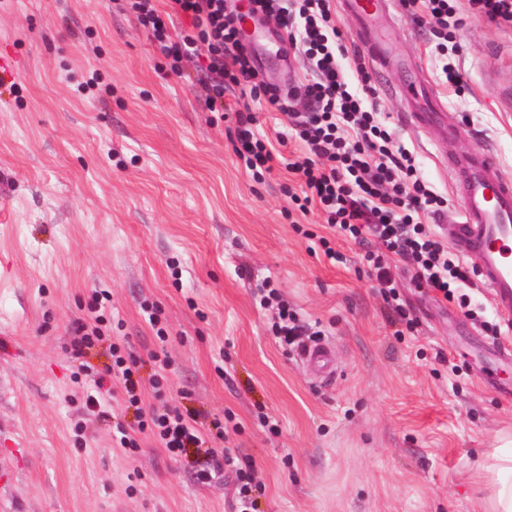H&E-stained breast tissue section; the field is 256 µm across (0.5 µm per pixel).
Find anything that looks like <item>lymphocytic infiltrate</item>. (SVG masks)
I'll list each match as a JSON object with an SVG mask.
<instances>
[{
    "instance_id": "lymphocytic-infiltrate-1",
    "label": "lymphocytic infiltrate",
    "mask_w": 512,
    "mask_h": 512,
    "mask_svg": "<svg viewBox=\"0 0 512 512\" xmlns=\"http://www.w3.org/2000/svg\"><path fill=\"white\" fill-rule=\"evenodd\" d=\"M169 2L165 14L156 0H124V8L148 32L173 74H180L185 60L206 57L201 85L210 111H224V91L235 87L241 96L265 99L287 116L303 144L300 152L289 153L283 161L288 173L301 181L302 192L293 196V203L303 212L312 207L320 210L334 233L363 246L362 259L375 276L392 323L409 329L417 323L391 273L388 258L392 255L413 270L420 287L437 293L443 301L468 307L461 290L470 284L471 271L428 224L429 218L444 212L448 200L422 179L412 154L394 146L391 133L378 120L377 88L365 62L356 66V81L347 78L342 65L344 36L332 19L331 0H248L263 17L274 18L304 55L315 80L304 85L299 96L280 94L264 81L252 54L240 42L236 11L228 0ZM402 6L416 23L428 24L435 31V51L443 61L445 82L454 91H462V75L447 60L448 32L461 23L458 0H402ZM178 16L190 18V28L177 29L174 19ZM255 123L253 113L236 112L229 138L241 165L259 179L271 171L274 156L257 135ZM256 297L263 306L277 302L272 332L281 345L299 351L316 341L317 332L280 301L272 282H264ZM101 308L100 297H93L85 319L73 329L75 355H87L104 341L109 344V361L98 370L94 386L85 393V403L90 408L101 407L112 393L111 382L116 381L124 401L137 405L141 401L134 380L137 359L129 346L111 342L112 322ZM138 429L173 459L205 441L196 416L166 400L141 412ZM223 471L235 475V512H257L253 463L228 449L198 476L207 482Z\"/></svg>"
}]
</instances>
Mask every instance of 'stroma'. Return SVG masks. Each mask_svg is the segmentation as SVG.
I'll use <instances>...</instances> for the list:
<instances>
[{
  "instance_id": "obj_1",
  "label": "stroma",
  "mask_w": 512,
  "mask_h": 512,
  "mask_svg": "<svg viewBox=\"0 0 512 512\" xmlns=\"http://www.w3.org/2000/svg\"><path fill=\"white\" fill-rule=\"evenodd\" d=\"M395 43L423 64L431 89L467 131L414 130L411 103L380 93V118L448 199V158L483 145L512 175V112L498 75L512 74V28L463 16L453 37L464 81L448 89L429 25L399 12ZM0 512H231L234 480L198 472L223 443L171 459L139 436L127 456L112 429H135L120 387L103 414L83 390L107 358L71 353L93 292L106 293L113 338L141 360L144 404L156 378L181 408L219 418L256 465L259 512H487L484 469L512 434V332L481 282L472 313L417 287L392 261L419 325L396 337L363 249L334 237L318 211L293 210L301 182L274 164L254 179L238 162L223 113L208 111L194 62L174 75L117 0H0ZM100 82L82 89L90 71ZM265 81L313 80L298 49L268 55ZM331 236L346 261L312 251ZM273 280L289 306L319 322L336 376L323 380L270 331L252 292ZM159 310L158 343L141 306ZM165 351L167 367L151 355ZM271 427H263L262 416Z\"/></svg>"
}]
</instances>
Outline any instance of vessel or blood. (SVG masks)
<instances>
[{"mask_svg":"<svg viewBox=\"0 0 512 512\" xmlns=\"http://www.w3.org/2000/svg\"><path fill=\"white\" fill-rule=\"evenodd\" d=\"M343 12L358 26L353 38L376 66H393L404 75L402 93L415 100L408 120L416 128H439L446 134L463 133L457 113L426 88V74L421 66L395 52L389 38L390 19L396 0H338ZM451 165L460 175L458 199L461 220L454 224L449 239L463 258L474 260L481 282L488 289L495 309L512 317V176L501 168L489 148L455 157ZM303 361L319 371L323 378L335 374L329 348L317 345L307 349Z\"/></svg>","mask_w":512,"mask_h":512,"instance_id":"b4317fda","label":"vessel or blood"}]
</instances>
